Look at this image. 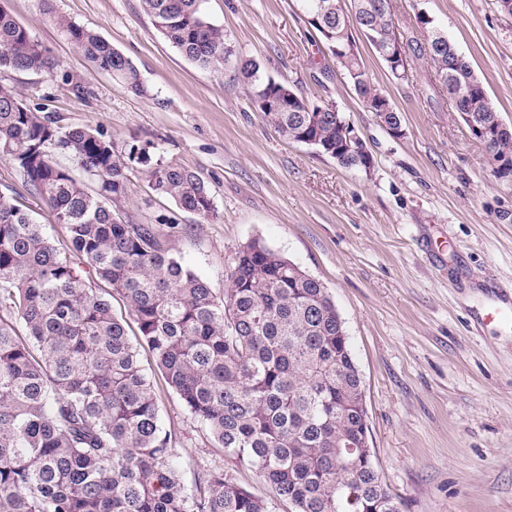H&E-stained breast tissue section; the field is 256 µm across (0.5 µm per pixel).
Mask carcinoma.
Returning <instances> with one entry per match:
<instances>
[{
    "mask_svg": "<svg viewBox=\"0 0 512 512\" xmlns=\"http://www.w3.org/2000/svg\"><path fill=\"white\" fill-rule=\"evenodd\" d=\"M375 38L395 29L388 0H353ZM155 29L204 69L228 63L224 29L203 0H142ZM64 38L119 87L147 92L139 70L97 31L54 16ZM427 43L408 44L435 69L455 110L498 112L455 46L435 45L440 32L419 19ZM342 15L311 23L362 103L381 93L369 79ZM59 66L0 6V70L52 73ZM254 86L258 110L293 142H317L324 155L342 141L346 117L316 112L290 85L237 61ZM288 96L291 109L262 101ZM494 174H512V128L487 144ZM0 152L40 196L53 223L65 226L69 253L45 227L0 194V512H272L268 501L222 467L204 466L187 481L176 438L162 423L138 347L189 415L227 456L255 468L295 512H400L364 448L362 381L345 325L326 286L259 239L240 246L224 291L172 255L155 224L122 220L112 205L143 169L151 188L177 211L156 224L179 226L178 212L216 217L208 185L196 172L165 162L148 146L120 150L96 127H63L0 85ZM68 156L91 190L57 157ZM130 312H112L99 284Z\"/></svg>",
    "mask_w": 512,
    "mask_h": 512,
    "instance_id": "obj_1",
    "label": "carcinoma"
}]
</instances>
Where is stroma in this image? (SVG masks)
I'll list each match as a JSON object with an SVG mask.
<instances>
[{"instance_id": "1", "label": "stroma", "mask_w": 512, "mask_h": 512, "mask_svg": "<svg viewBox=\"0 0 512 512\" xmlns=\"http://www.w3.org/2000/svg\"><path fill=\"white\" fill-rule=\"evenodd\" d=\"M6 7L60 62L51 74L0 71L71 126L101 127L119 147L151 145L195 170L218 214L180 216L171 253L223 292L237 248L259 239L321 280L339 311L362 380L368 441L379 478L402 512H512V322L485 321L512 298V176L457 117L426 60L396 78L366 42L372 83L401 117L391 136L368 112L309 25L303 0H204L236 58L291 85L312 104L335 102L358 130L370 169H346L289 141L253 102L235 62L203 70L156 31L141 0H54L55 15L88 26L128 57L147 94L117 86L62 37L42 0ZM400 40H423L427 14L482 79L512 125V18L495 0H392ZM79 76L85 94L67 78ZM0 194L32 209L57 246L65 231L0 154ZM134 173L121 215L154 223L172 209ZM140 359L185 478L223 466L273 505L295 512L254 469L232 463L165 384L148 349Z\"/></svg>"}]
</instances>
